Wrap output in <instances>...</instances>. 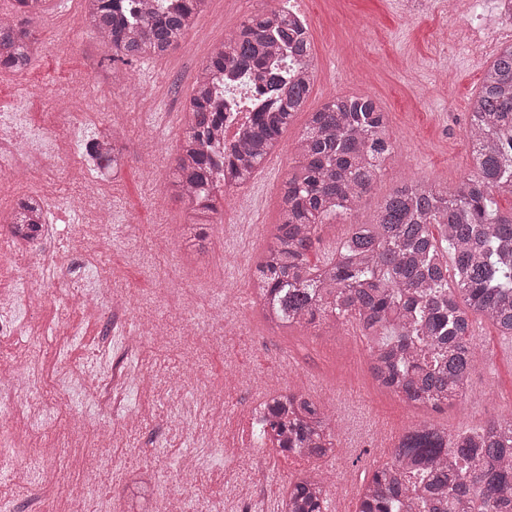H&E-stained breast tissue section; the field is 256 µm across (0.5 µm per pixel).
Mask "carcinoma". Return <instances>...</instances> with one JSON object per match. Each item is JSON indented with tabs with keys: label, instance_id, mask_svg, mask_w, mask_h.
Returning a JSON list of instances; mask_svg holds the SVG:
<instances>
[{
	"label": "carcinoma",
	"instance_id": "carcinoma-1",
	"mask_svg": "<svg viewBox=\"0 0 512 512\" xmlns=\"http://www.w3.org/2000/svg\"><path fill=\"white\" fill-rule=\"evenodd\" d=\"M46 2L13 0V19L0 18V70L19 73L35 60L40 43L32 23ZM83 2L109 60L132 61L160 58L179 44L205 0ZM247 69L269 103L253 113L247 138L225 146L224 74ZM313 81L309 29L285 10L250 15L214 46L195 79L171 172L186 229L218 223L226 190L249 182L266 150L280 145ZM468 131L473 174L451 189L403 184L385 198L375 222L349 223L319 266L310 255L320 247L322 224L355 216L393 150L386 112L373 98H330L310 113L296 142L272 243L254 273L268 322L309 328L333 316L356 323L373 340L376 381L417 408L439 409L465 388L476 322L512 336V211L501 212L496 202L498 195L512 196V45L486 68L471 99ZM84 151L99 171L121 165L110 125ZM9 225L16 241L38 240L47 225L43 200L18 201ZM260 434L275 448L315 460L333 455L338 439L330 415L300 391L265 404ZM364 488L358 512H512V419L452 438L421 423ZM328 491L323 480L304 473L290 483L280 512H328Z\"/></svg>",
	"mask_w": 512,
	"mask_h": 512
}]
</instances>
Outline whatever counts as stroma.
Listing matches in <instances>:
<instances>
[{"mask_svg":"<svg viewBox=\"0 0 512 512\" xmlns=\"http://www.w3.org/2000/svg\"><path fill=\"white\" fill-rule=\"evenodd\" d=\"M63 2L53 24L34 27L43 47L40 56L22 73L0 76V113H26L29 130L60 127L69 140L68 154L47 155L36 173L57 192L52 205L55 235L42 249L56 253L64 265L56 288L88 279L128 290L130 324L159 308L174 330L167 344L130 348L119 342L113 359L178 376L191 352L214 393L224 396V424L216 429L199 403L201 389L192 383H184L175 397L161 388L130 396L129 407L145 409L147 417L137 435L117 443L112 456L142 475L153 497L184 494L188 512H206L212 502L223 512H242L246 506L252 512H277L295 471L284 456L262 444L244 417L265 392V380L287 378L292 370L301 374L302 390L333 412L341 427L340 464L329 459L312 464L313 472L330 479L329 497L339 512H357L359 501L351 486L387 462L415 425L424 422L454 435L512 417V337L501 336L489 322L476 327L475 362L463 396L439 410H419L374 381L370 342L356 325L329 318L314 328H270L248 287L272 242L295 143L310 113L332 95L377 100L388 116L387 130L395 145L382 164L377 186L355 216L357 223H372L384 199L404 182L451 187L471 175L468 105L487 65L471 33L489 38L512 29V16L501 13L499 0H478L474 14L462 19L449 11L448 0H428V7L418 12L415 0H298V9L310 20L317 70L305 110L284 133L277 155L250 182L227 190L222 222L208 229L200 245L183 232V204L169 179L183 106L197 71L225 31L256 10L277 8L278 0H206L195 27L178 46L159 60L122 65L124 82L119 86L105 81L108 51L84 27L79 4ZM75 81L93 111L113 117L116 128L129 131L122 142L125 160L112 177V237L91 254L75 246L85 219L68 204L71 175L87 181L95 176L80 157L91 129L78 122L62 125L48 102L20 92L25 85L52 89ZM175 277L199 288L202 304L224 307L223 321L210 324L205 340L182 335L181 312L164 299ZM223 277L237 280V290L213 298L207 288ZM41 312L46 322L41 341L47 352L61 342L68 351L67 367L78 370L94 361V348L109 329L106 317L91 320L67 309L58 311L50 301ZM286 356L293 361L292 369L281 363ZM93 391V382H85L82 392L71 395L66 414L56 412L52 397H45L48 423L15 438V445L32 449L68 440L89 447L95 422L80 412ZM188 406L197 417L194 430H166L165 422ZM201 436L212 438L215 450L202 482L185 489L177 481L176 463L196 448ZM158 465L163 468L159 479L153 475Z\"/></svg>","mask_w":512,"mask_h":512,"instance_id":"obj_1","label":"stroma"}]
</instances>
